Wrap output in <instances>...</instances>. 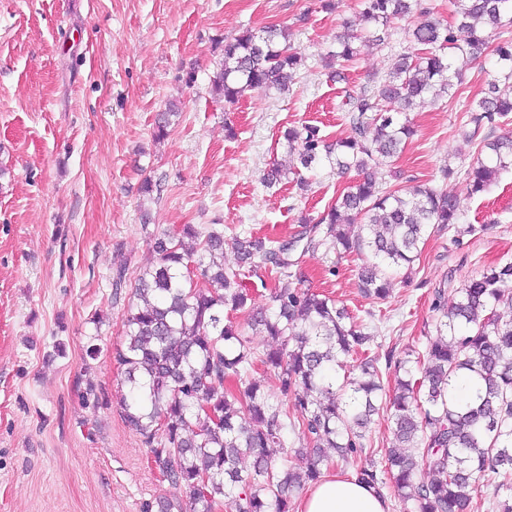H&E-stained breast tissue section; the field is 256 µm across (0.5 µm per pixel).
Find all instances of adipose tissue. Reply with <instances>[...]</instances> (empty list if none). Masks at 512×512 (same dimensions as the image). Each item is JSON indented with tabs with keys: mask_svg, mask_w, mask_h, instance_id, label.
Returning <instances> with one entry per match:
<instances>
[{
	"mask_svg": "<svg viewBox=\"0 0 512 512\" xmlns=\"http://www.w3.org/2000/svg\"><path fill=\"white\" fill-rule=\"evenodd\" d=\"M299 512H390V504L356 474L327 473L308 488Z\"/></svg>",
	"mask_w": 512,
	"mask_h": 512,
	"instance_id": "ef3b65f1",
	"label": "adipose tissue"
}]
</instances>
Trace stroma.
Masks as SVG:
<instances>
[{"instance_id":"stroma-1","label":"stroma","mask_w":512,"mask_h":512,"mask_svg":"<svg viewBox=\"0 0 512 512\" xmlns=\"http://www.w3.org/2000/svg\"><path fill=\"white\" fill-rule=\"evenodd\" d=\"M334 3L0 0V512H145L178 497L119 406L127 389L112 351L131 289L156 263L152 241L164 230L218 224L228 238L245 229L283 240L340 195L345 182L326 166L305 193L261 181L290 161L286 128L347 137L344 87L385 75L402 50L405 19L387 47L358 44L345 81L329 80L323 58L337 32L365 28L361 0ZM270 26L288 27L306 57L295 83L224 102L209 78L225 42ZM492 65H470L456 98L418 101L414 137L375 170L383 188L429 183L455 196L483 232L457 243L432 235L411 283L395 282L383 304L359 291L361 258L320 250L299 260L303 287L345 302L383 351L433 335L435 289L455 301L464 278L512 260V170L479 195L463 174L481 157L462 132L465 106ZM172 102L181 116L155 140ZM147 179L159 192L142 193Z\"/></svg>"}]
</instances>
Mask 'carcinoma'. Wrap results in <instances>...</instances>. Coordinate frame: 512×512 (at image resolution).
Here are the masks:
<instances>
[{
  "label": "carcinoma",
  "mask_w": 512,
  "mask_h": 512,
  "mask_svg": "<svg viewBox=\"0 0 512 512\" xmlns=\"http://www.w3.org/2000/svg\"><path fill=\"white\" fill-rule=\"evenodd\" d=\"M455 22L435 16L426 0H362V18L372 25L368 40L387 43L391 25L414 19L407 31L413 51L372 86L347 90L343 108L351 133L335 142L312 125L292 127L283 138L296 166L270 167L268 187L326 164L353 179L319 217H303L301 230L279 242L249 234L233 238L242 264L275 272L269 304L257 307L240 281L224 267V233L206 235L193 224L154 238L157 263L137 278L124 320V341L112 352L130 396L122 416L148 448L152 469L188 499L191 512H213L219 498L236 512H292L293 492L330 467L324 449L346 461L366 448L374 417L390 424L391 447L369 456L358 478L378 492L388 490L414 512H474L481 501L493 512H512V261L468 278L453 304L445 289L435 290V334L423 351L403 359L385 354L386 369L404 377L383 400L386 387L374 337L345 306L324 294L293 285L289 256L323 248L338 255L368 254L360 271L361 292L386 301L390 280L409 279L432 231L454 237L481 228L460 223L457 200L429 185L403 193L384 190L372 169L398 157L413 133L410 120L384 108L397 102L406 110L428 96L451 98L462 68L492 52L496 70L482 97L468 109L465 137L478 142L486 159L465 170L470 191L481 194L512 168V133L494 130L512 119V43L493 44L497 29L512 24V0H455ZM358 35H336L328 58L348 62L357 54ZM303 57L288 32L269 28L224 44V60L210 79L212 91L234 102L250 90L285 91L297 78ZM176 104L158 115L154 137L164 138ZM363 223L351 236L346 225ZM247 313V326L272 340L257 353L224 312ZM260 364L277 370L280 397L266 394L250 375ZM469 373L473 395L456 396V378ZM311 444L288 447V435ZM282 448L276 461L266 454ZM253 458L244 469V457ZM433 470L428 481L418 475Z\"/></svg>",
  "instance_id": "obj_1"
}]
</instances>
